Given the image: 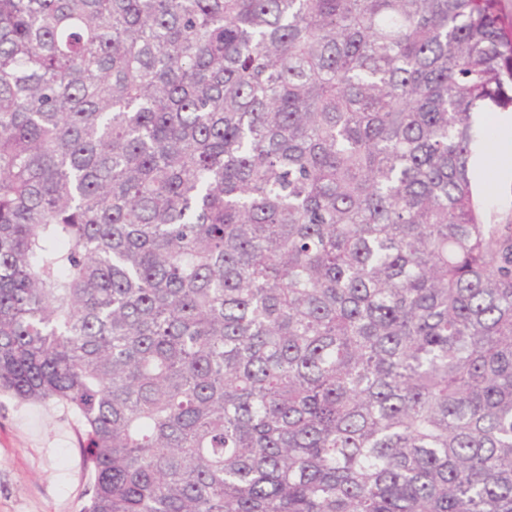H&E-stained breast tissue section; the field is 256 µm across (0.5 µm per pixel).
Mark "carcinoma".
I'll use <instances>...</instances> for the list:
<instances>
[{"instance_id":"obj_1","label":"carcinoma","mask_w":512,"mask_h":512,"mask_svg":"<svg viewBox=\"0 0 512 512\" xmlns=\"http://www.w3.org/2000/svg\"><path fill=\"white\" fill-rule=\"evenodd\" d=\"M498 0H0V391L83 512H512ZM499 132L489 141L485 135L479 137L476 145L481 141L480 145L475 149V158L481 148L478 158L479 167H487L494 164L497 167V178L500 181H512V117L500 116ZM484 143V144H483ZM483 145V146H482ZM510 164V166H507ZM476 197L488 220L495 224L512 222V182H493L490 177L480 178L474 173Z\"/></svg>"}]
</instances>
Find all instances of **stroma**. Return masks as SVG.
Listing matches in <instances>:
<instances>
[{
	"label": "stroma",
	"mask_w": 512,
	"mask_h": 512,
	"mask_svg": "<svg viewBox=\"0 0 512 512\" xmlns=\"http://www.w3.org/2000/svg\"><path fill=\"white\" fill-rule=\"evenodd\" d=\"M488 220L512 222V182L475 178ZM82 424L65 405L0 392V512H81L92 478Z\"/></svg>",
	"instance_id": "35a3bbf8"
}]
</instances>
